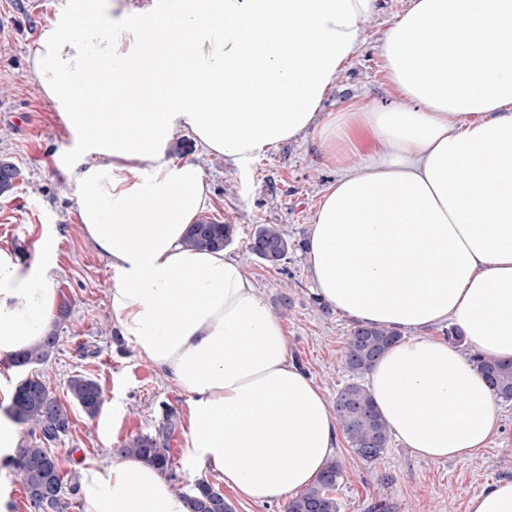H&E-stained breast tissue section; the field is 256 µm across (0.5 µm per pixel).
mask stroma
Masks as SVG:
<instances>
[{"instance_id":"35a3bbf8","label":"stroma","mask_w":512,"mask_h":512,"mask_svg":"<svg viewBox=\"0 0 512 512\" xmlns=\"http://www.w3.org/2000/svg\"><path fill=\"white\" fill-rule=\"evenodd\" d=\"M63 2L49 0V8L36 13L29 0H0V158H10L21 170L14 189L0 195V250L30 259L43 227H50L56 282L69 308L65 319L52 324L59 339L55 353L27 369L0 358V384L13 388L27 374H37L63 400L71 375L90 372L98 379L104 395L100 412L91 419L72 408L67 435L51 447L65 487L79 485L84 461L112 460L122 441L155 433L166 404L180 419L168 440L176 490L188 492L196 480L204 479L222 490L233 512H285L287 499L262 505L246 501L226 488L218 474L192 461L184 424L188 393L166 379L114 327L107 299L112 273L82 237L76 196L66 182L73 140L28 64L30 49ZM408 2L380 0L364 20V39L327 92L322 111H337L355 98L380 104L393 100L380 44ZM202 168L212 198L205 218L235 225L228 252L241 261L281 319L290 357L328 401H335L349 380L342 357L354 323L317 298L307 239L337 169L322 164L319 144L310 133L270 147L242 170L217 156L203 160ZM261 224L278 226L288 239V258L280 265L245 255L248 234ZM333 460L341 468L335 493L340 512H467L469 499L487 484L512 478V401L501 404L499 433L482 454L469 460H424L395 440L374 462L358 460L343 441Z\"/></svg>"}]
</instances>
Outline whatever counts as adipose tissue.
Wrapping results in <instances>:
<instances>
[{
    "mask_svg": "<svg viewBox=\"0 0 512 512\" xmlns=\"http://www.w3.org/2000/svg\"><path fill=\"white\" fill-rule=\"evenodd\" d=\"M376 2L67 0L30 51L74 138L67 181L112 272V319L189 393L192 459L256 504L313 484L339 424L240 261L185 245L211 195L196 160L169 155L181 131L239 168L316 133L338 176L310 229L315 292L401 334L368 374L378 410L430 460L474 458L499 429L481 373L426 332L449 322L512 359V0H410L380 47L393 101L322 112ZM451 34L449 59L431 43ZM54 267L47 229L30 262L0 250V358L50 328ZM80 497L83 512H187L132 455L84 462Z\"/></svg>",
    "mask_w": 512,
    "mask_h": 512,
    "instance_id": "obj_1",
    "label": "adipose tissue"
}]
</instances>
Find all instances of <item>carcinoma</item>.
<instances>
[{
  "mask_svg": "<svg viewBox=\"0 0 512 512\" xmlns=\"http://www.w3.org/2000/svg\"><path fill=\"white\" fill-rule=\"evenodd\" d=\"M21 175L20 169L6 158H0V194L11 191ZM235 225L201 220L191 225L185 244L196 250H219L233 240ZM246 250L250 256L277 265L288 255L289 242L276 226L262 224L248 236ZM401 335L390 328L375 325L357 326L346 342L343 366L350 381L336 394V416L353 454L363 461H375L385 454L391 431L377 410L368 390L357 382L359 375L370 370ZM57 334L46 333L32 348L11 358L16 367H28L46 361L54 352ZM495 395L512 400V362L473 356ZM69 402L64 403L49 391L38 375H28L16 387L13 396L14 417L31 425L32 439L19 448L13 459L14 475L19 479L35 512H66L68 502L59 470L46 473L44 464L52 455L48 445L60 439L70 428V405L81 408L89 417L96 416L104 403L99 382L85 374H75L67 381ZM178 425L177 413L167 408L163 422L155 434L130 437L115 449L118 455H134L145 459L165 476L173 479V460L167 441ZM339 467L331 463L309 487L289 500L286 512H339L333 496ZM189 512H232L224 494L209 481L199 480L185 494Z\"/></svg>",
  "mask_w": 512,
  "mask_h": 512,
  "instance_id": "1",
  "label": "carcinoma"
}]
</instances>
